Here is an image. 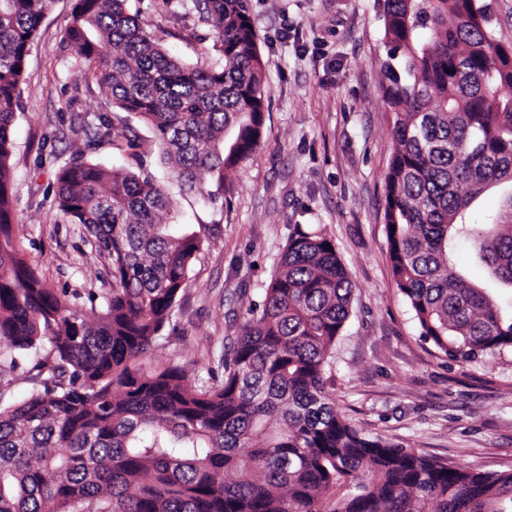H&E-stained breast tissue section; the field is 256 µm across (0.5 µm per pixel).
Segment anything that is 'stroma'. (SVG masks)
Here are the masks:
<instances>
[{
	"mask_svg": "<svg viewBox=\"0 0 512 512\" xmlns=\"http://www.w3.org/2000/svg\"><path fill=\"white\" fill-rule=\"evenodd\" d=\"M73 0H51L26 58L14 127L12 209L27 260L47 288L88 293L112 286L107 256L92 251L55 199L57 162L76 155L149 173L177 202L175 220L207 230L188 285L145 364L180 365L195 381L220 383L224 346L243 301L259 299L296 225L330 237L353 284L327 389L358 430L449 465L512 473V351L458 363L425 343L393 280L384 224V177L394 149L383 98L386 55L377 0H249L264 63L267 111L254 152L210 199L183 192L160 159L154 133L126 123L136 149H91L70 127L107 110L94 75L72 67L64 34ZM131 13L186 62H222L214 28L193 0H128ZM56 162L36 166L39 154Z\"/></svg>",
	"mask_w": 512,
	"mask_h": 512,
	"instance_id": "obj_1",
	"label": "stroma"
}]
</instances>
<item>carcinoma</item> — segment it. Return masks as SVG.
I'll return each mask as SVG.
<instances>
[{
	"instance_id": "obj_1",
	"label": "carcinoma",
	"mask_w": 512,
	"mask_h": 512,
	"mask_svg": "<svg viewBox=\"0 0 512 512\" xmlns=\"http://www.w3.org/2000/svg\"><path fill=\"white\" fill-rule=\"evenodd\" d=\"M127 0H74L73 67L97 75L112 107L147 122L161 160L189 188L257 146L266 105L247 0H196L224 63L170 54ZM49 0H0V378L34 357L33 386L0 401V512H512V473L449 466L363 435L326 388L352 283L335 243L296 226L262 300L224 347V379L204 386L177 365L140 360L171 320L204 240L165 222L176 202L148 176L73 158L56 170L62 215L111 262L112 291L92 320L46 288L24 257L11 206L12 132L26 57ZM383 96L395 150L384 220L394 282L420 335L470 362L512 350V309L451 259L476 260L512 289V192L505 213L472 224L473 202L512 187V44L492 34V0H382ZM95 143L136 147L105 114L82 120Z\"/></svg>"
}]
</instances>
